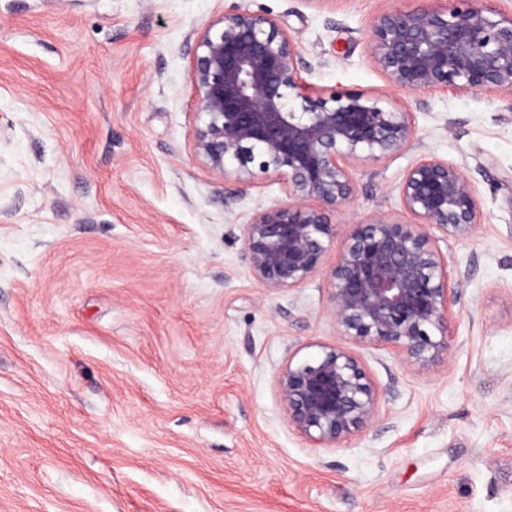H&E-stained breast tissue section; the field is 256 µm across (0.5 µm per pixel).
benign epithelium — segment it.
Returning <instances> with one entry per match:
<instances>
[{"instance_id": "7a95c632", "label": "benign epithelium", "mask_w": 512, "mask_h": 512, "mask_svg": "<svg viewBox=\"0 0 512 512\" xmlns=\"http://www.w3.org/2000/svg\"><path fill=\"white\" fill-rule=\"evenodd\" d=\"M369 51L388 82L422 93L492 92L512 100V14L489 0H431L374 18ZM307 63L278 20L232 10L199 34L189 69L195 156L243 185L274 175L286 200L242 225L250 274L271 290L299 288L322 270L336 236L325 214L354 197L353 162L401 153L411 113L361 91L326 95L306 85ZM399 196L413 221L373 214L350 225L329 272L337 331L385 346L420 369L448 350L457 292L430 229L469 239L481 213L461 170L434 156L406 172ZM288 424L318 448L337 447L372 425L378 392L360 357L342 346L289 358L276 376Z\"/></svg>"}]
</instances>
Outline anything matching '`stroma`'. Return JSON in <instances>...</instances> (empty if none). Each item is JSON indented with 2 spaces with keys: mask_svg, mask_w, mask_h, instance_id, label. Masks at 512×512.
Listing matches in <instances>:
<instances>
[{
  "mask_svg": "<svg viewBox=\"0 0 512 512\" xmlns=\"http://www.w3.org/2000/svg\"><path fill=\"white\" fill-rule=\"evenodd\" d=\"M425 0H0V512H512V109L396 89L374 17ZM296 41L313 88L409 112L402 153L355 163L327 210L323 272L272 291L241 226L285 198L192 150L189 64L230 9ZM458 166L482 220L438 241L463 272L448 351L425 369L340 335L331 269L351 224L407 220L418 160ZM356 352L379 393L363 435L314 447L275 377L316 345Z\"/></svg>",
  "mask_w": 512,
  "mask_h": 512,
  "instance_id": "obj_1",
  "label": "stroma"
}]
</instances>
